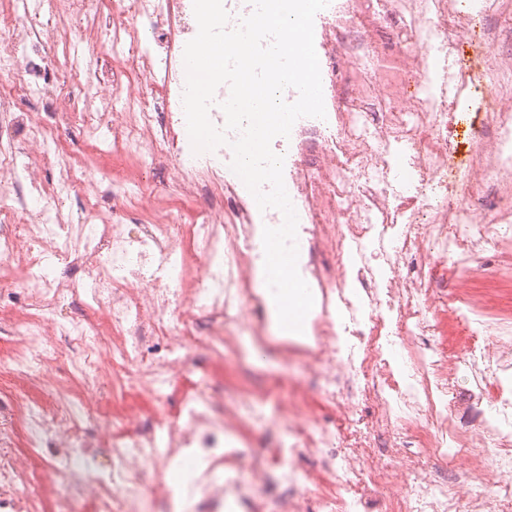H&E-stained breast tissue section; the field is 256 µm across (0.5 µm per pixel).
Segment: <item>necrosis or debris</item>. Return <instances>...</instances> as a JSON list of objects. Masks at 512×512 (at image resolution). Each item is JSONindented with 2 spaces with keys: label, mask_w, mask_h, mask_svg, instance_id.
Masks as SVG:
<instances>
[{
  "label": "necrosis or debris",
  "mask_w": 512,
  "mask_h": 512,
  "mask_svg": "<svg viewBox=\"0 0 512 512\" xmlns=\"http://www.w3.org/2000/svg\"><path fill=\"white\" fill-rule=\"evenodd\" d=\"M330 0L319 13L325 118L303 117L277 140L297 203L301 268L321 300L313 336L277 352L302 365L328 408L310 423L302 393L224 399V381L186 382L192 358L241 355L263 341L255 288L259 212L223 145L194 153L182 60L193 0H0V48L22 47L23 78L0 87V285L24 301L0 313V512H174L168 472L183 453L206 461L191 483L202 512L229 496L251 512H512V322L466 310L461 273L512 227V0L501 32L479 30L455 0ZM112 36L86 66L58 68L74 33ZM475 48L467 59L466 48ZM458 59L429 93L431 53ZM389 63L365 93L358 65ZM487 91L465 161L450 142L448 90ZM166 174L156 201L142 169ZM74 200L78 211L64 209ZM470 337L449 357L438 309ZM473 374L458 388L459 368ZM135 391L95 431L101 390ZM256 427L270 441L250 484L217 481L224 440ZM425 463L391 466L404 449ZM489 448L490 464L466 462ZM448 459V468L437 465ZM274 494H267V487Z\"/></svg>",
  "instance_id": "necrosis-or-debris-1"
}]
</instances>
